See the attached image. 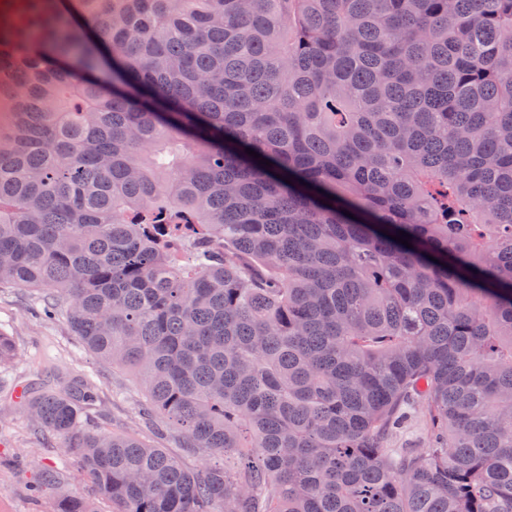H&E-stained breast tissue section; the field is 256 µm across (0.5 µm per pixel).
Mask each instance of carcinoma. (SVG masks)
Instances as JSON below:
<instances>
[{"mask_svg":"<svg viewBox=\"0 0 512 512\" xmlns=\"http://www.w3.org/2000/svg\"><path fill=\"white\" fill-rule=\"evenodd\" d=\"M27 3L0 285L224 457L85 378L27 400L95 491L52 512H512V0Z\"/></svg>","mask_w":512,"mask_h":512,"instance_id":"obj_1","label":"carcinoma"}]
</instances>
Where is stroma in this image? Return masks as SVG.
<instances>
[{"instance_id":"stroma-1","label":"stroma","mask_w":512,"mask_h":512,"mask_svg":"<svg viewBox=\"0 0 512 512\" xmlns=\"http://www.w3.org/2000/svg\"><path fill=\"white\" fill-rule=\"evenodd\" d=\"M0 329L14 337L17 347L13 361L0 367V512H52L60 493H91L60 440L36 443L26 408L15 397L19 388L33 395L92 377L99 398L83 414L89 430L135 434L185 459L188 466H196V459L187 456L172 436L152 432L140 413L141 391L126 374L86 348L65 317L46 313L40 291L1 285ZM52 467L58 470L59 484L37 494L31 492L34 474Z\"/></svg>"}]
</instances>
